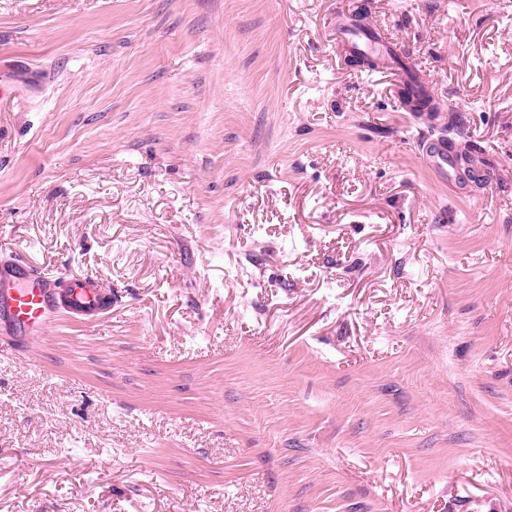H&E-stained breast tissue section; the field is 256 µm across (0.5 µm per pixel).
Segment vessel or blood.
<instances>
[{
    "label": "vessel or blood",
    "mask_w": 512,
    "mask_h": 512,
    "mask_svg": "<svg viewBox=\"0 0 512 512\" xmlns=\"http://www.w3.org/2000/svg\"><path fill=\"white\" fill-rule=\"evenodd\" d=\"M337 41L355 52H375L382 60L381 69L393 73L399 83H406L414 71L413 63L399 65L398 51L382 33H365L352 27L336 30ZM425 153L439 175H447L456 160L445 139L428 142ZM104 289L88 279L61 283L45 276L22 260L0 265V326L10 328L21 338L43 333L59 310L65 309L94 324L103 304Z\"/></svg>",
    "instance_id": "1"
}]
</instances>
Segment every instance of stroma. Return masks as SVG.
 Returning <instances> with one entry per match:
<instances>
[{"instance_id": "stroma-1", "label": "stroma", "mask_w": 512, "mask_h": 512, "mask_svg": "<svg viewBox=\"0 0 512 512\" xmlns=\"http://www.w3.org/2000/svg\"><path fill=\"white\" fill-rule=\"evenodd\" d=\"M0 82V258L116 296L0 331V512H512V0H0ZM336 40L343 43L350 52H369L378 55L382 59V64L378 69L393 73L401 84L403 93L408 94L417 90L409 81V75L415 71L411 59H404L389 41V37L380 32L367 34L352 27L337 26ZM397 58L402 59L405 68L400 67ZM406 82L409 83V86L406 85ZM424 152L431 159L433 168L444 178L448 177V165L453 169L457 168L453 152L448 151L446 138H438L437 141L428 142Z\"/></svg>"}]
</instances>
